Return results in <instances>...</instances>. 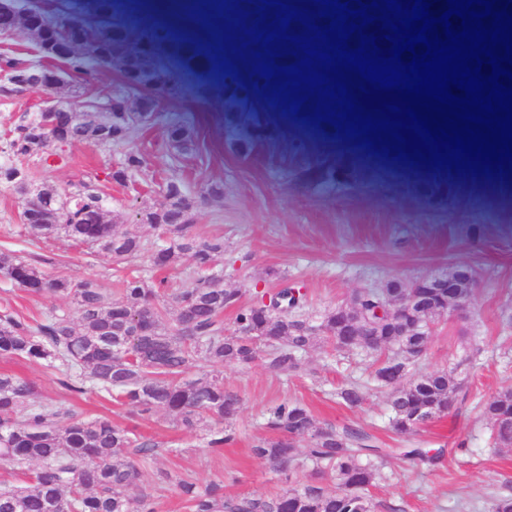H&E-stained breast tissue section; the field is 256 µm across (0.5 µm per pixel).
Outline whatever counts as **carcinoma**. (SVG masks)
<instances>
[{"mask_svg":"<svg viewBox=\"0 0 512 512\" xmlns=\"http://www.w3.org/2000/svg\"><path fill=\"white\" fill-rule=\"evenodd\" d=\"M136 28L117 22L112 34H102L99 57L116 62L121 76L145 93L143 109L162 107L178 96V88L164 84L156 58L165 54L188 71L209 72L212 57L192 38L178 37L164 24L154 26L149 44L132 48ZM37 59L26 63L10 52L0 54V72L5 76L35 67L59 63L82 80L93 76L97 63L78 50L61 58L50 27L41 43L34 45ZM268 79L256 76L245 82L235 74L223 75L224 100L220 111L236 110L264 93ZM112 141L130 139L137 128L130 112H110ZM193 132L183 125L167 130V148L173 155L189 153ZM33 145L14 135L8 142L6 160L0 163V182L13 184L14 174L30 176L26 163ZM147 164L143 153L128 152L112 174L117 182L141 171ZM168 203L161 209L140 212V223L157 231L150 243L137 232L117 233L113 225L85 223L87 211L106 212L103 191L93 181H82L70 191L74 200L48 196L37 208H24L21 231L34 240L60 233L110 256L117 265V295L102 288L94 278L68 275L49 277L37 263L0 255V277L27 292L49 291L68 299L74 314L52 312L31 324L11 312L0 314V356L17 361L43 362L66 377L65 388L75 395L95 394L115 399L144 417L158 411L171 416L177 426L194 431L218 426L208 446L214 450L235 440L234 417L239 399L224 391V364H249L266 352L268 367L278 373L297 370L301 357L314 343L316 332L339 346L333 311L318 327L309 325L297 311L301 300L288 287L278 293L284 312H263L264 303L240 304L241 291L224 289L215 276H201L224 256V238H202L194 231L192 213L197 200L180 184L167 183ZM160 248L164 259L150 264L153 270H169L189 264L194 277L182 288L168 289L165 280L155 281L125 273V266L151 258ZM399 280L384 288H367L351 302L366 320L388 304V295L403 294ZM237 307L232 332L224 330V310ZM349 350L383 355L388 361L405 357L397 340L377 348L355 343ZM373 377L382 387L394 388V374L380 360L373 361ZM199 369L194 378L185 374ZM461 387L453 373L433 371L403 381L402 391L391 397L389 426L397 434H411L412 416L428 408L421 424L448 414ZM512 389L488 400L481 415L490 425L494 443L512 447ZM268 427L292 434V446L278 438H260L252 454L273 471L288 468L299 457L312 466L313 474L327 475L336 489L308 484L264 496L227 495L224 481L205 485L183 475L164 472L160 483L171 484L190 512H375L367 489L377 478L375 460L384 457L362 429L344 426L315 428L311 411L298 401L285 402L272 410ZM307 446H302L304 437ZM162 451L161 445L105 415L78 417L62 401L35 400L31 381L12 372H0V462L24 471L19 486L0 485V512H156L151 494L139 490L143 469Z\"/></svg>","mask_w":512,"mask_h":512,"instance_id":"1","label":"carcinoma"}]
</instances>
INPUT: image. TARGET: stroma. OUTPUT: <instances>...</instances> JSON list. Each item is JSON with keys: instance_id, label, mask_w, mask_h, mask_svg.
Segmentation results:
<instances>
[{"instance_id": "35a3bbf8", "label": "stroma", "mask_w": 512, "mask_h": 512, "mask_svg": "<svg viewBox=\"0 0 512 512\" xmlns=\"http://www.w3.org/2000/svg\"><path fill=\"white\" fill-rule=\"evenodd\" d=\"M194 8L193 0H117L118 15L139 35L164 22L206 50L221 47L239 77L253 79L259 64L253 8L235 7L208 21L195 15ZM157 70L166 81L180 83L183 99L171 101L127 141L69 146L60 167L48 172L32 167L33 182L70 189L97 179L117 230L135 231L149 240L154 232L140 225L139 213L166 204L162 188L167 181L181 183L193 196H201L207 183L223 184V196L203 199L194 213L201 237L224 239V256L214 270L220 286L240 290L245 304L265 292L301 287L306 293L303 312L314 325L363 289L470 268L476 288L463 318H440L425 354L409 366L414 376L454 371L464 384L465 402L414 434H396L387 424L389 393L371 381L361 355L338 353L321 340L304 353L297 372L273 373L262 356L246 366L225 365L224 387L240 397L241 406L234 421L235 442L215 451L208 446L212 428L188 432L162 412L143 419L94 394L71 398L59 374L45 365L0 358V372L31 381L38 401L70 400L80 417L106 414L114 423L163 443L164 453L144 470L140 483L141 490L153 495L157 512H188L172 486L158 483L161 471L202 483L223 479L228 494H277L314 483L308 467L295 465L276 473L251 453L254 441L271 434L266 426L270 410L286 401L307 405L316 426L359 427L386 448L382 477L369 489L376 512L395 507L400 512H489L495 498L511 496L512 447H494L477 405L512 389V181L428 172L375 155L330 124L324 137H316L301 115L272 104L268 92L244 111L219 114L212 106L222 94L220 75L209 78L211 99L198 101L194 93L201 75L176 69L163 57ZM108 93L122 95L131 107L138 100L113 66L97 69L87 82L67 80L55 95L80 106L93 105L99 115L100 101ZM45 97L39 88L0 91V146ZM174 122L197 135L193 152L178 159L166 147V130ZM240 137L252 140L250 156L233 151L231 144ZM132 150L142 152L148 166L118 184L112 173ZM308 166L321 172L324 182L304 176ZM22 206L12 188L0 184V254L26 256L49 273L96 278L104 288L114 287L109 256L87 254L64 236L47 242L21 236ZM4 309L39 320L52 311H71L72 305L48 292L29 294L0 278V311ZM469 353L472 364L461 366ZM353 381L360 384L363 400L348 406L336 393ZM412 448L436 453L439 459L429 465L408 458Z\"/></svg>"}]
</instances>
